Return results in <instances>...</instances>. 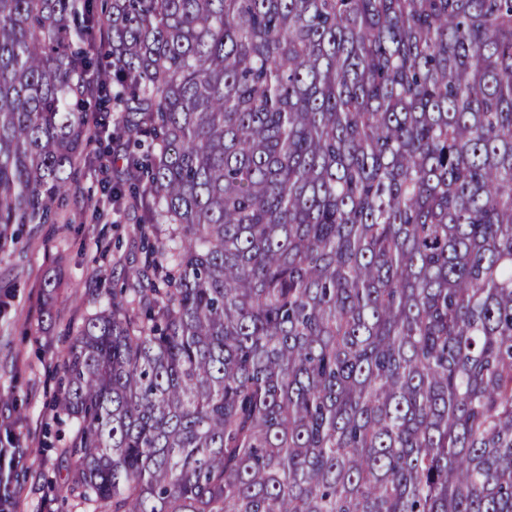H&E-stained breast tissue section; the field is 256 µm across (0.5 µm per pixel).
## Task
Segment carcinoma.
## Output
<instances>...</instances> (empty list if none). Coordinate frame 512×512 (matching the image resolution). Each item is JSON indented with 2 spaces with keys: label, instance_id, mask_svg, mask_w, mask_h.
<instances>
[{
  "label": "carcinoma",
  "instance_id": "obj_1",
  "mask_svg": "<svg viewBox=\"0 0 512 512\" xmlns=\"http://www.w3.org/2000/svg\"><path fill=\"white\" fill-rule=\"evenodd\" d=\"M107 88L146 250L62 355L75 512H512V0H0V250Z\"/></svg>",
  "mask_w": 512,
  "mask_h": 512
}]
</instances>
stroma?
<instances>
[{
	"label": "stroma",
	"instance_id": "1",
	"mask_svg": "<svg viewBox=\"0 0 512 512\" xmlns=\"http://www.w3.org/2000/svg\"><path fill=\"white\" fill-rule=\"evenodd\" d=\"M122 177V165L108 156L78 166L68 209L102 203V183ZM104 212L100 221L21 227L16 244L0 251V418L8 423L0 448L20 445L15 512H72L61 490L67 462L53 444L72 431L57 409L61 353L124 270L141 260L137 211L105 205Z\"/></svg>",
	"mask_w": 512,
	"mask_h": 512
}]
</instances>
